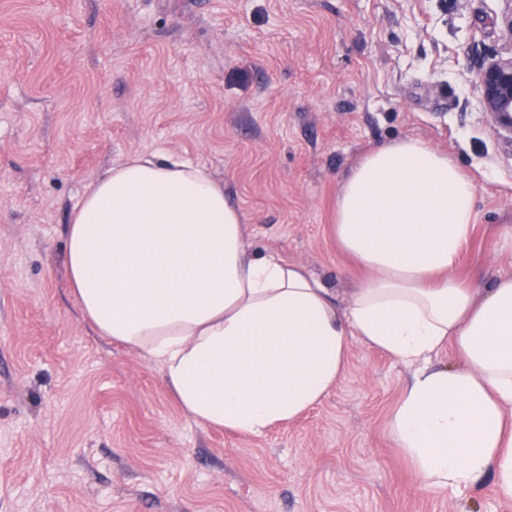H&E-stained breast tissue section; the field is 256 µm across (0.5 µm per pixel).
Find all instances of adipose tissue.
<instances>
[{
    "instance_id": "ef3b65f1",
    "label": "adipose tissue",
    "mask_w": 512,
    "mask_h": 512,
    "mask_svg": "<svg viewBox=\"0 0 512 512\" xmlns=\"http://www.w3.org/2000/svg\"><path fill=\"white\" fill-rule=\"evenodd\" d=\"M478 186L415 139L368 152L336 199V239L368 276L339 303L303 267L254 249L203 169L140 154L88 186L65 260L84 317L155 363L197 422L260 437L320 403L352 341L411 368L389 428L433 491L494 476L512 498V277L453 276ZM454 347L462 363H433Z\"/></svg>"
}]
</instances>
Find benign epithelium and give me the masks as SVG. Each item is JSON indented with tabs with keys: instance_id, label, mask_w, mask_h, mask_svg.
Returning a JSON list of instances; mask_svg holds the SVG:
<instances>
[{
	"instance_id": "7a95c632",
	"label": "benign epithelium",
	"mask_w": 512,
	"mask_h": 512,
	"mask_svg": "<svg viewBox=\"0 0 512 512\" xmlns=\"http://www.w3.org/2000/svg\"><path fill=\"white\" fill-rule=\"evenodd\" d=\"M478 88L483 111L496 129L512 135V50L485 57L479 67Z\"/></svg>"
}]
</instances>
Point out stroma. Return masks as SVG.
Returning <instances> with one entry per match:
<instances>
[{"mask_svg":"<svg viewBox=\"0 0 512 512\" xmlns=\"http://www.w3.org/2000/svg\"><path fill=\"white\" fill-rule=\"evenodd\" d=\"M502 0H0V512H512L438 494L390 432L405 366L352 342L324 400L265 436L195 422L83 318L65 263L89 181L135 153L204 167L254 248L347 301L334 235L371 149L448 153L479 187L455 277L512 276V138L477 73Z\"/></svg>","mask_w":512,"mask_h":512,"instance_id":"1","label":"stroma"}]
</instances>
